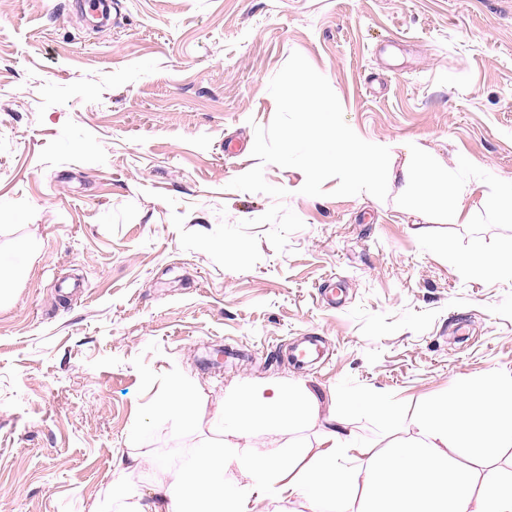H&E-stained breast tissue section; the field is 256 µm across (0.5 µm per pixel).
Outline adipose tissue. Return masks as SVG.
<instances>
[{
	"mask_svg": "<svg viewBox=\"0 0 512 512\" xmlns=\"http://www.w3.org/2000/svg\"><path fill=\"white\" fill-rule=\"evenodd\" d=\"M288 106L320 113L327 134L310 140L307 149L347 171L351 183L368 184L382 173L400 177L407 199L438 196L443 175L421 162L416 146L401 144L405 160L396 168L388 162V146L335 124L334 102L302 95ZM198 401L195 382L176 378L154 410L193 431ZM322 407L319 394L304 384L232 386L224 393L223 409L209 420L210 437L191 448L187 459L152 467V496L133 481L142 460L131 452L114 473L111 503H93L89 512H253L256 496L302 500L310 512L325 502L330 512H512V477L489 465L495 449L512 447V376L491 373L469 392L449 388L425 403L414 437L386 450L358 443L344 421ZM316 419L322 422L317 447L283 444L246 455L233 450L236 440L285 435L299 421ZM464 458L478 459L481 469H464Z\"/></svg>",
	"mask_w": 512,
	"mask_h": 512,
	"instance_id": "adipose-tissue-1",
	"label": "adipose tissue"
}]
</instances>
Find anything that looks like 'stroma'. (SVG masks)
Masks as SVG:
<instances>
[{"instance_id":"1","label":"stroma","mask_w":512,"mask_h":512,"mask_svg":"<svg viewBox=\"0 0 512 512\" xmlns=\"http://www.w3.org/2000/svg\"><path fill=\"white\" fill-rule=\"evenodd\" d=\"M322 74L348 125L416 144L471 184L468 223L408 203L301 194L266 181L304 223L236 272L183 250L172 213L210 232L264 214L229 189L256 166L270 80L292 52ZM512 178V0H0V512H87L131 435L146 462L203 437L153 410L176 374L213 414L230 385L303 382L359 442L415 435L448 387L512 373V281L456 263L512 242L484 191ZM320 359H287L304 337ZM241 350L216 365L215 351ZM370 392L389 411L353 406Z\"/></svg>"}]
</instances>
